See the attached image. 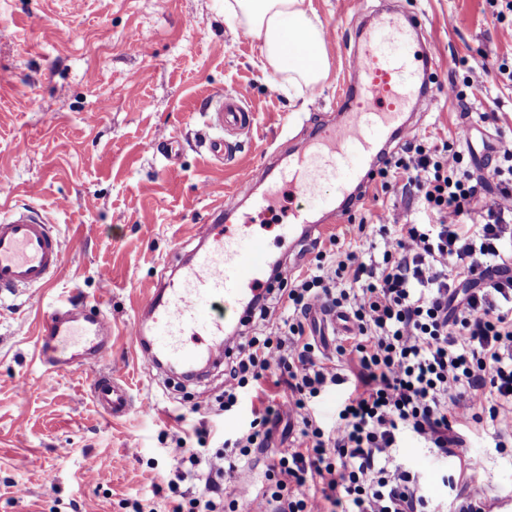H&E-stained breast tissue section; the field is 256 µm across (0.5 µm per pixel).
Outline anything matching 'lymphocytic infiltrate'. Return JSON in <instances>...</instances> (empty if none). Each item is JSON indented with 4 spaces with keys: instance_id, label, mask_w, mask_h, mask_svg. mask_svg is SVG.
Masks as SVG:
<instances>
[{
    "instance_id": "f902f5d3",
    "label": "lymphocytic infiltrate",
    "mask_w": 512,
    "mask_h": 512,
    "mask_svg": "<svg viewBox=\"0 0 512 512\" xmlns=\"http://www.w3.org/2000/svg\"><path fill=\"white\" fill-rule=\"evenodd\" d=\"M491 180L475 178L450 144L407 135L400 153L379 159L382 188L402 183L430 215L425 224L395 220L375 256L361 234L339 261H317L281 282L287 315L267 337H251L227 367L224 410L239 391L279 371L285 388L248 425L224 441L232 457L248 458L269 447L283 419H300V446L278 452L274 486L256 503L258 512H431L428 499L394 448L409 433L455 458L460 471L476 473L472 455L454 427L483 423L497 436L512 431V150ZM346 313L353 326L336 351L352 368L354 383L336 421L323 427L313 404L340 374L306 332L314 306Z\"/></svg>"
}]
</instances>
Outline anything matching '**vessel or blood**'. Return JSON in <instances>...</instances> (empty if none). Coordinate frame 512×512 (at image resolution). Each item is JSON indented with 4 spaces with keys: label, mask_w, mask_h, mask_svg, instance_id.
Returning <instances> with one entry per match:
<instances>
[{
    "label": "vessel or blood",
    "mask_w": 512,
    "mask_h": 512,
    "mask_svg": "<svg viewBox=\"0 0 512 512\" xmlns=\"http://www.w3.org/2000/svg\"><path fill=\"white\" fill-rule=\"evenodd\" d=\"M422 31L419 16L408 12L377 17L358 30L350 56L354 78L342 85L337 119L323 125L286 166L262 168L267 188L239 223H225L219 207L207 223L192 225L191 238L200 245L193 260L181 266L177 279L152 285L138 304L133 335L144 363L166 361L189 371L202 361H221L225 332L250 322L259 310L256 297L269 286L272 257L264 239L250 229L253 216L264 215L287 196L283 242L294 247L312 240L324 227L312 223L310 201L332 207V197L323 193L329 184L344 196L351 187H368L385 146L412 130L416 113L435 108L438 75ZM254 122L243 97L224 98L215 124L225 136L211 142V153L232 156L235 137L249 133ZM62 258L61 241L44 217L13 209L0 219V297L51 286ZM38 336L39 358L49 371L98 368L93 389L102 410L115 419L130 413L121 367L107 361L112 324L106 316L58 308L45 313Z\"/></svg>",
    "instance_id": "b4317fda"
}]
</instances>
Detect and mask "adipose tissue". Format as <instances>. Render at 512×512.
<instances>
[{
  "instance_id": "ef3b65f1",
  "label": "adipose tissue",
  "mask_w": 512,
  "mask_h": 512,
  "mask_svg": "<svg viewBox=\"0 0 512 512\" xmlns=\"http://www.w3.org/2000/svg\"><path fill=\"white\" fill-rule=\"evenodd\" d=\"M224 17L261 44V65L280 73L299 92L323 86L329 77L325 30L308 0H224ZM309 48L308 58L296 47Z\"/></svg>"
}]
</instances>
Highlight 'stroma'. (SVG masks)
I'll list each match as a JSON object with an SVG mask.
<instances>
[{"label": "stroma", "instance_id": "obj_1", "mask_svg": "<svg viewBox=\"0 0 512 512\" xmlns=\"http://www.w3.org/2000/svg\"><path fill=\"white\" fill-rule=\"evenodd\" d=\"M325 31L330 78L322 104L288 97L259 65V43L224 20V0H0V202L46 216L62 242L63 263L47 288L0 300V512H171L169 452L221 450L249 422L260 398L244 390L224 415V371L205 370L173 386L146 365L131 335L135 302L195 247L187 235L211 207L275 152L307 141L336 107L349 74L355 29L383 6L421 16L442 89L478 83L465 100L414 120L419 136L456 140L467 169L488 175L490 147L512 145V15L490 0H311ZM142 37L133 46L130 32ZM257 115L233 159L213 156L221 132L209 121L228 95ZM496 113L480 122L479 113ZM471 141H457L460 126ZM171 139L172 159L151 147ZM425 216L401 186H373L343 216L337 235L357 239L362 224ZM62 303L101 311L112 321V353L134 405L110 419L94 399L91 370L50 372L37 357L42 314ZM477 451L475 480L491 512H512V446L497 448L485 427L456 428ZM397 453L435 512H455L469 480L456 461L438 462L410 434ZM270 453L220 475L235 512L269 486Z\"/></svg>", "mask_w": 512, "mask_h": 512}]
</instances>
